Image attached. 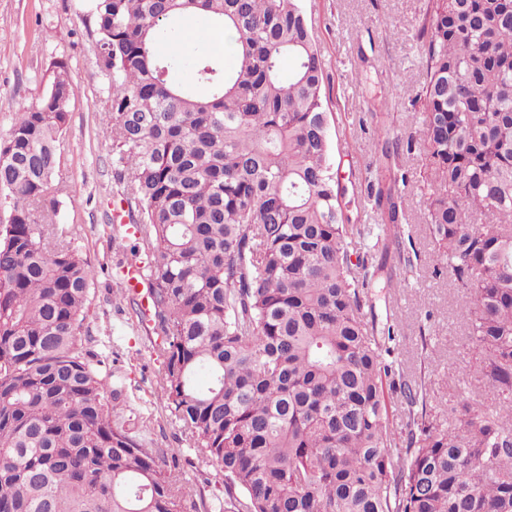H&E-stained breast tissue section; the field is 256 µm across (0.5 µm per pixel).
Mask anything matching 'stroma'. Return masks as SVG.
I'll return each mask as SVG.
<instances>
[{
    "label": "stroma",
    "instance_id": "stroma-1",
    "mask_svg": "<svg viewBox=\"0 0 512 512\" xmlns=\"http://www.w3.org/2000/svg\"><path fill=\"white\" fill-rule=\"evenodd\" d=\"M325 66L324 105L332 161L342 190L347 223H368L370 207L358 191L377 155L378 128L369 111L385 100L384 123L408 139L416 131L420 103L419 45L414 38L425 0H301ZM98 35L85 0H0V140L9 137L17 112L38 102L53 62L66 61L79 89L59 140L60 164L54 182L60 191L48 209H36L40 224L65 229L72 247L90 264L95 279L86 302L81 347L98 360L101 374L121 377L125 391L114 412L147 428L149 447L182 449L195 456L182 425L164 397L163 358L144 307L125 294L130 267L146 269L144 232L137 210L112 167V137L104 123L107 85L98 65ZM405 172V231L401 248L413 270L397 268L402 287L371 288L367 297L378 325L397 324V357L409 378L424 381L433 413L455 420L458 401L449 380L472 386L475 358L458 319L460 301L448 273L433 274L422 220L419 151L391 158Z\"/></svg>",
    "mask_w": 512,
    "mask_h": 512
}]
</instances>
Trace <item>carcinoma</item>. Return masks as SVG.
Masks as SVG:
<instances>
[{
	"label": "carcinoma",
	"instance_id": "carcinoma-1",
	"mask_svg": "<svg viewBox=\"0 0 512 512\" xmlns=\"http://www.w3.org/2000/svg\"><path fill=\"white\" fill-rule=\"evenodd\" d=\"M108 80L116 178L143 224L166 400L224 472L213 512H512V0H428L421 49L424 212L433 272L461 294L478 377L460 426L428 409L364 313L400 247L405 202L378 163V224L344 222L324 66L299 0H89ZM232 33L174 84L172 25ZM291 62L283 73L284 60ZM78 90L53 63L0 141V510L196 512L182 452L163 471L112 414L123 382L77 347L94 270L33 211L54 204L57 145ZM412 142L383 137L389 158ZM205 372L206 387L197 385ZM406 406L403 445L384 385ZM494 404L473 398L480 389Z\"/></svg>",
	"mask_w": 512,
	"mask_h": 512
}]
</instances>
